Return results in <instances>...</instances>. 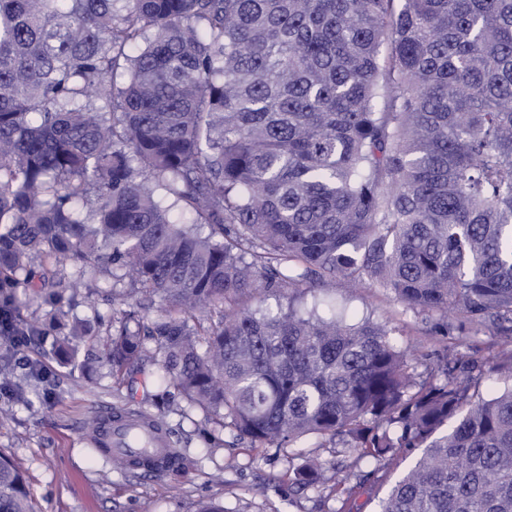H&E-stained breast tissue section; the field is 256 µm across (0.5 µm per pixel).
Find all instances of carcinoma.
Wrapping results in <instances>:
<instances>
[{
  "label": "carcinoma",
  "instance_id": "cac0c4a2",
  "mask_svg": "<svg viewBox=\"0 0 512 512\" xmlns=\"http://www.w3.org/2000/svg\"><path fill=\"white\" fill-rule=\"evenodd\" d=\"M66 263L168 309L101 338ZM337 280L438 317L453 359L419 379L386 324L294 305ZM35 281L50 324L22 328L75 366L92 344L121 384L149 338L156 402L254 447L422 449L377 512H512V383L469 394L512 350L468 354L485 327L512 343V0H0V313ZM299 459L295 485L334 470L354 512L370 473ZM0 512H33L2 453Z\"/></svg>",
  "mask_w": 512,
  "mask_h": 512
}]
</instances>
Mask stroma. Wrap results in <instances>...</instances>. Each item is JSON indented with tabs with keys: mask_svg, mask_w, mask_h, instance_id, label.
Returning a JSON list of instances; mask_svg holds the SVG:
<instances>
[{
	"mask_svg": "<svg viewBox=\"0 0 512 512\" xmlns=\"http://www.w3.org/2000/svg\"><path fill=\"white\" fill-rule=\"evenodd\" d=\"M344 282L335 288L306 293L305 306L327 307L346 302L357 314L387 323L397 345L409 348L418 373H426L449 338L434 335L432 319L415 314L380 288L347 294ZM112 277L103 270L87 272L78 294L76 313L91 324L139 312L152 319L159 305L141 308L137 298L126 307L104 299ZM38 359L32 372L28 359ZM11 380V391L0 390V452L25 471L36 512H195L204 498L222 503L225 512H336L335 497L296 490L288 469L297 449L255 448L200 407L179 399L164 417L172 447L181 449L186 469L178 475H144L122 468L92 452L81 438L101 407L150 409L162 384L160 358L134 366L131 387H116L109 366L85 375L64 367L46 347L32 343L14 347L0 343V375ZM420 449L401 453L396 465L380 468L370 484L356 493L358 512H374L380 498L420 457Z\"/></svg>",
	"mask_w": 512,
	"mask_h": 512,
	"instance_id": "obj_1",
	"label": "stroma"
}]
</instances>
